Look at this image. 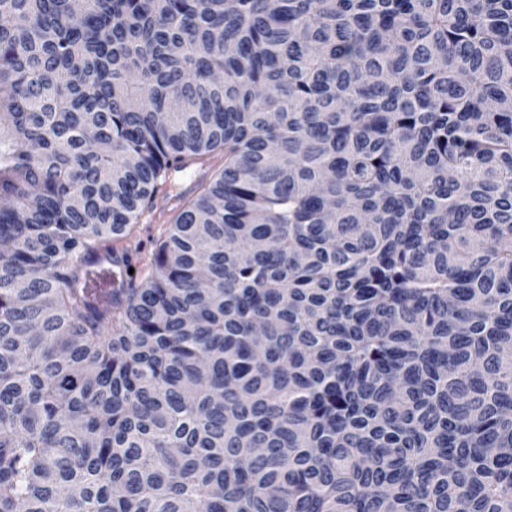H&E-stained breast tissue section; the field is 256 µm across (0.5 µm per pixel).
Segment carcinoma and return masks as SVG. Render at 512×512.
Returning a JSON list of instances; mask_svg holds the SVG:
<instances>
[{
    "instance_id": "carcinoma-1",
    "label": "carcinoma",
    "mask_w": 512,
    "mask_h": 512,
    "mask_svg": "<svg viewBox=\"0 0 512 512\" xmlns=\"http://www.w3.org/2000/svg\"><path fill=\"white\" fill-rule=\"evenodd\" d=\"M0 198V512H512V0H0ZM196 177V173L193 171L174 174L167 185L169 195L161 194L157 199L156 207L150 212H145L135 226L132 239L142 240L147 247V252L150 250L152 242L163 236L167 224H170V218L184 204V201L176 194L188 188Z\"/></svg>"
}]
</instances>
